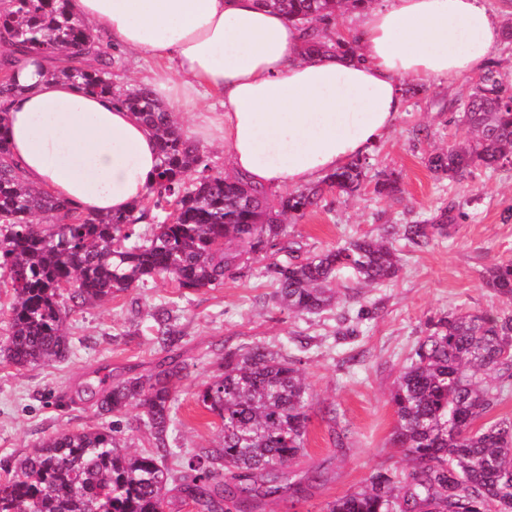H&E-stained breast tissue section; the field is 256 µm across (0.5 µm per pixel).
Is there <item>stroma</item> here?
<instances>
[{
	"mask_svg": "<svg viewBox=\"0 0 512 512\" xmlns=\"http://www.w3.org/2000/svg\"><path fill=\"white\" fill-rule=\"evenodd\" d=\"M475 75L421 83L407 98L394 129L372 151L361 189L353 196L327 194L319 209L288 218V232L304 249L319 252L376 233L384 224H423L441 208L462 212L455 233L415 248L400 239L397 276L361 289L357 298L318 315L281 310L264 275L265 259L249 260L223 284L187 291L158 278L106 304L73 309L66 325L70 354L49 366L19 369L0 358V472L19 453L46 437L89 427L108 428L95 402L76 396L84 383L148 375L169 362L183 367L175 385L177 420L170 433L169 466L220 441V422L193 394L221 373L224 353L261 345L296 360L314 395L307 453L291 478L318 470L324 483L306 497L264 499L259 512H322L326 502L354 490L381 465L408 462L390 444L395 415L389 390L429 318L448 312H493L502 298L484 285L488 267L512 259V166L477 170L462 178L431 172L428 155L466 138L458 107ZM399 177L402 193L374 191L385 174ZM171 310L180 330L166 350L153 339L152 315ZM345 429L337 446L335 429Z\"/></svg>",
	"mask_w": 512,
	"mask_h": 512,
	"instance_id": "35a3bbf8",
	"label": "stroma"
}]
</instances>
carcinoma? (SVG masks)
<instances>
[{
	"instance_id": "cac0c4a2",
	"label": "carcinoma",
	"mask_w": 512,
	"mask_h": 512,
	"mask_svg": "<svg viewBox=\"0 0 512 512\" xmlns=\"http://www.w3.org/2000/svg\"><path fill=\"white\" fill-rule=\"evenodd\" d=\"M68 0H0V278L14 301L5 344L17 368L66 357L71 306L97 305L157 278L186 290L224 282L253 256L268 257L273 298L294 315L319 314L341 302L337 284L355 272L362 287L392 280L399 271L393 241L421 247L449 233L462 214L445 207L429 224H386L374 236L351 239L301 255L288 238L289 216L318 208L328 192L358 189L368 158H357L313 187L295 189L268 204L269 191L239 175L213 171L199 146L176 125L144 85L121 88L112 77L116 58L89 27L67 13ZM311 30L304 55L352 51L331 26L368 0H267ZM33 54L64 56L42 72L73 82L153 126L160 163L144 197L125 214H85L18 175L6 134L7 107L22 87L15 63ZM470 137L430 154V170L450 178L512 164V95L493 68L481 73L461 104ZM166 213L146 235L135 225L149 211ZM44 215L49 225L33 223ZM486 286L512 299V262L490 267ZM154 339L174 345L180 331L169 310L153 314ZM171 365L147 377L105 385L96 400L112 428H87L45 438L14 458L0 478V512H166L167 486L197 512H255L254 502L286 490L287 469L305 455L314 396L296 361L254 345L224 352V371L195 394L215 417L222 443L185 461L187 473L166 465L172 455L175 380ZM512 387V314L452 312L433 317L425 336L398 372L389 403L396 416L391 443L408 458L404 471L380 468L364 486L328 502L323 512H512V420L475 422ZM136 406L145 417L152 449L131 451L117 418Z\"/></svg>"
}]
</instances>
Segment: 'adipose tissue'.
<instances>
[{"mask_svg": "<svg viewBox=\"0 0 512 512\" xmlns=\"http://www.w3.org/2000/svg\"><path fill=\"white\" fill-rule=\"evenodd\" d=\"M68 13L112 49L146 55L168 110L194 116L191 137L223 147L233 173L266 188L312 185L366 155L394 128L401 83L474 74L502 29L485 0H372L344 32L356 50L301 55L303 28L262 0H68ZM21 62L10 151L24 183L95 214H122L159 164L136 113ZM220 109L200 108L203 94Z\"/></svg>", "mask_w": 512, "mask_h": 512, "instance_id": "ef3b65f1", "label": "adipose tissue"}]
</instances>
